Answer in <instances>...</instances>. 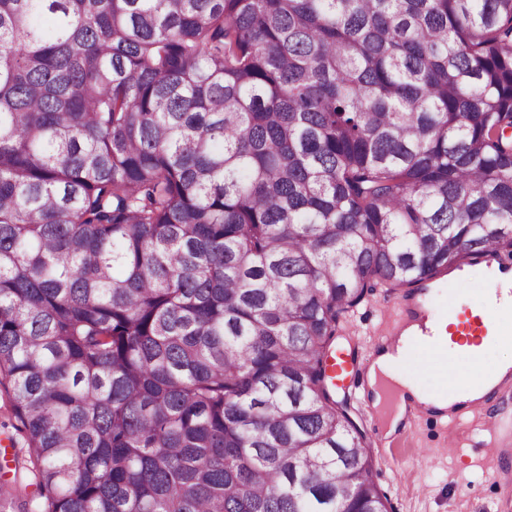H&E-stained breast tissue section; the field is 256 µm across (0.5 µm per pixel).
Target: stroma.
Returning <instances> with one entry per match:
<instances>
[{"mask_svg":"<svg viewBox=\"0 0 512 512\" xmlns=\"http://www.w3.org/2000/svg\"><path fill=\"white\" fill-rule=\"evenodd\" d=\"M398 294L395 288H376L342 318L337 351L370 364L386 328V311ZM345 393L366 434L374 479L394 512H512V414L499 412L497 403H489L476 417L449 424L424 422L388 438L367 411L360 381L348 382ZM451 436L460 450L447 455L442 444ZM492 442L502 447L500 457L484 455Z\"/></svg>","mask_w":512,"mask_h":512,"instance_id":"1","label":"stroma"}]
</instances>
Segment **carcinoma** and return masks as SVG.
<instances>
[{"label": "carcinoma", "mask_w": 512, "mask_h": 512, "mask_svg": "<svg viewBox=\"0 0 512 512\" xmlns=\"http://www.w3.org/2000/svg\"><path fill=\"white\" fill-rule=\"evenodd\" d=\"M512 254V0H0L25 512H388L343 315Z\"/></svg>", "instance_id": "1"}]
</instances>
